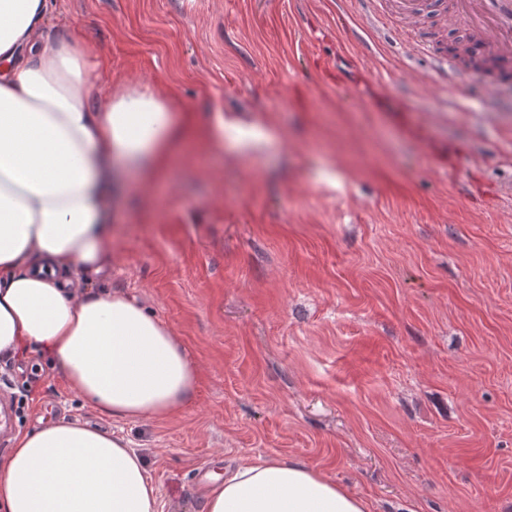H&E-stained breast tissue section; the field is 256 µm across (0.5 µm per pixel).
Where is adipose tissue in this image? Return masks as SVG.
<instances>
[{"mask_svg":"<svg viewBox=\"0 0 512 512\" xmlns=\"http://www.w3.org/2000/svg\"><path fill=\"white\" fill-rule=\"evenodd\" d=\"M96 49L57 0H0V354L38 349L70 388L115 418L184 408L197 368L145 305L75 276L104 277L124 177L167 174L191 132L167 97H102ZM143 459L113 432L59 420L17 434L0 467V512H158ZM324 473L276 459L217 482L203 512H367Z\"/></svg>","mask_w":512,"mask_h":512,"instance_id":"adipose-tissue-1","label":"adipose tissue"}]
</instances>
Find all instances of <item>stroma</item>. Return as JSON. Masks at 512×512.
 Instances as JSON below:
<instances>
[{
    "label": "stroma",
    "instance_id": "obj_1",
    "mask_svg": "<svg viewBox=\"0 0 512 512\" xmlns=\"http://www.w3.org/2000/svg\"><path fill=\"white\" fill-rule=\"evenodd\" d=\"M111 78L189 127L257 126L260 151L198 142L167 182L126 180L101 285L136 297L198 367L190 403L117 420L50 358H0L12 430L125 436L159 512L267 458L317 469L368 512H512V108L434 85L402 41L362 57L336 0H61ZM42 375L31 379L32 365Z\"/></svg>",
    "mask_w": 512,
    "mask_h": 512
}]
</instances>
